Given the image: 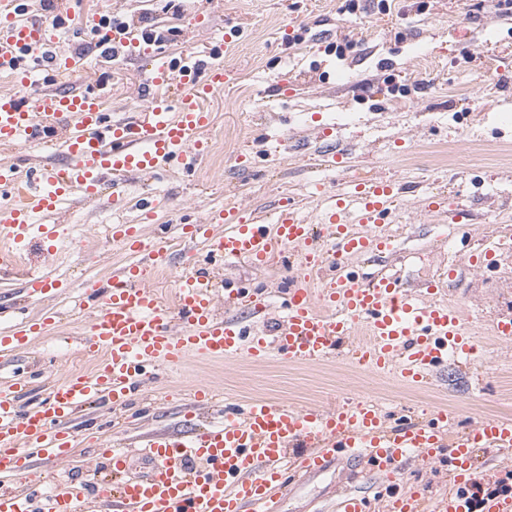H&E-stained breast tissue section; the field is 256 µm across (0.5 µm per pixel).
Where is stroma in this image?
<instances>
[{
    "instance_id": "obj_1",
    "label": "stroma",
    "mask_w": 512,
    "mask_h": 512,
    "mask_svg": "<svg viewBox=\"0 0 512 512\" xmlns=\"http://www.w3.org/2000/svg\"><path fill=\"white\" fill-rule=\"evenodd\" d=\"M346 5V0H55L54 9L83 18L139 22L150 16L175 25L179 35L162 45L172 58L189 48L204 52L230 25L242 35L223 56L233 82L206 103L214 150L195 184L176 172L159 181L134 173L120 195L73 198L51 218L59 226L55 258L46 259L35 246L25 260L52 278H112L129 257L112 242L110 225L134 221L139 196L152 192L161 203L145 231L166 237L172 263L166 275L150 270L146 279L170 302L174 276L189 251L175 230L180 217L202 220L210 211L235 205L248 217L270 222L288 200L315 224L327 204L315 194V184L330 182L340 191L355 177L389 178L402 199L395 222L384 228L393 248L358 257L356 266L367 274L386 269L413 292L455 269L447 292L465 311L482 356L468 367L440 369L424 385L360 368L346 347L315 364L276 354L262 363L243 355L221 362L192 358L173 374L157 369L134 396L129 417L105 420L103 408L93 404L82 409L74 429L101 421V440L124 445L148 433L205 424V414L188 415L189 390L202 382L230 400L264 398L298 408L370 397L393 421L423 419L434 407L467 420L512 419V340L490 333L493 321L512 315V253L500 254L496 271L483 276L468 267L459 244L448 237L453 218L474 245L512 226V15L480 0H388L384 8L378 0H359L353 13ZM290 21L300 39L289 44L282 29ZM346 38L355 46L337 57L335 46ZM146 79L140 56L110 60L92 49L62 83L106 84L105 111L124 118L144 108L137 90ZM327 134L342 152V164L333 171L323 168L318 152ZM429 196L447 198L455 214L426 210ZM218 277L266 293L284 288L288 274L276 266L234 262ZM75 302L70 292L38 304L22 280L0 278V305L30 315L49 306L60 318L19 358V367L34 373L22 386L20 408L41 403L49 386L67 373L92 368L75 342L81 326ZM449 469L444 454L411 462L406 486L435 500L448 488ZM471 475L485 489L499 480L512 487V448L476 449ZM344 489L373 499L395 492L375 477L358 475L340 456L324 472L292 478L282 512H330Z\"/></svg>"
}]
</instances>
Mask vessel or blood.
I'll use <instances>...</instances> for the list:
<instances>
[{
  "mask_svg": "<svg viewBox=\"0 0 512 512\" xmlns=\"http://www.w3.org/2000/svg\"><path fill=\"white\" fill-rule=\"evenodd\" d=\"M54 19L17 10L0 12V72H15L21 85L63 75L74 60L57 51ZM95 41L125 46L135 53L140 39L127 28L87 22ZM239 37L227 28L206 54L185 52L171 61L149 56V89L141 90L143 112L114 119L102 107L99 89L46 88L21 98L0 93V148L33 141L61 157L62 166L32 168L18 180L11 166H0V275L22 276L36 299L71 290L70 281L19 268L18 249L30 240L51 248L56 225L36 223L56 215L74 194L92 199L104 189L122 192L129 173L167 168L194 172L212 149L206 133L211 116L206 99L232 79L223 55ZM154 86L175 88L176 97L151 94ZM398 194L390 181L354 180L348 197H337L320 225L307 224L292 204L273 223L244 218L239 208L210 212L182 232L221 261L255 267L273 262L292 272L281 292L282 321L272 331L246 333L238 321L218 313L219 301L246 307L269 318L267 297L248 289L217 297L215 270L187 262L176 279L175 300L166 304L147 283V266H168L165 245L144 237L138 224L117 223L112 239L135 254V262L111 280L82 283L79 308L88 329L80 340L92 358L91 372L56 380L47 400L23 411L16 382L0 386V472L28 482L31 454L70 456L74 437L67 422L87 404L109 402L125 408L146 376L147 366L178 370L188 358L229 359L246 354L255 362L279 353L292 362L316 363L335 353L340 342L364 328L365 342L353 353L377 371H393L401 381L419 384L450 362H470L476 340L466 329L462 308L440 302L437 286L408 294L398 279L375 274L362 278L354 258L383 251L389 243L379 230ZM223 232H215V225ZM56 323L53 309L0 334V360L29 350L33 340ZM155 462L149 475L119 486L105 481L56 483L39 501L30 490H1L0 512H280L288 469L316 474L337 453L367 460L390 485L402 483L410 459L429 461L450 455L448 494L427 501L421 493L393 496L389 512H470L469 479L475 449L511 448L512 419L480 418L460 426L455 413L437 408L429 420L389 426L377 404L297 409L263 399L225 407L219 423L174 434H151L136 442ZM130 451L98 445L91 466L126 471Z\"/></svg>",
  "mask_w": 512,
  "mask_h": 512,
  "instance_id": "vessel-or-blood-1",
  "label": "vessel or blood"
}]
</instances>
